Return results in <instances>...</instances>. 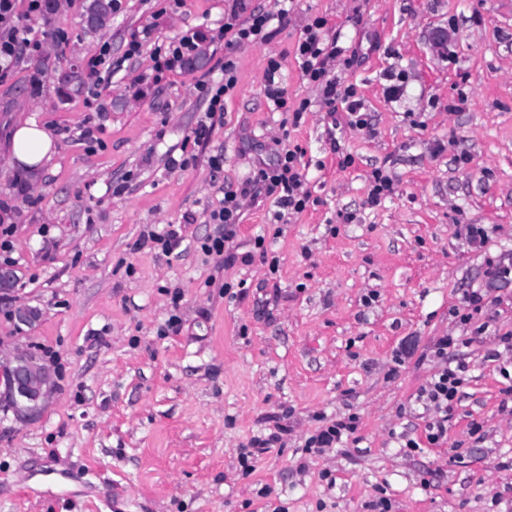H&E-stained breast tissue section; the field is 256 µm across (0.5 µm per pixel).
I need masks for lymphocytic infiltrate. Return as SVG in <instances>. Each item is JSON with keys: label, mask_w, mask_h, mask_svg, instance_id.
<instances>
[{"label": "lymphocytic infiltrate", "mask_w": 512, "mask_h": 512, "mask_svg": "<svg viewBox=\"0 0 512 512\" xmlns=\"http://www.w3.org/2000/svg\"><path fill=\"white\" fill-rule=\"evenodd\" d=\"M275 11L258 7L245 19L230 16L224 24L229 38L227 47H235L246 42L269 40L272 32L269 25L273 19H286L288 0H274ZM17 0H0V78L7 76L14 68L21 48L38 52L42 49L40 41L29 39L26 29L16 22ZM323 21H315L305 27L297 46L301 60V73L310 84L316 86L327 101L341 100L347 105L353 126L366 127L367 121L361 111V104L355 98L354 89H338L330 73L342 50L336 40L325 38ZM199 52L196 36H185L179 40L155 47L152 54V70L155 75L175 73L185 70L191 58ZM236 85L235 65L232 60L224 62V79L218 83H205L200 87L208 102L206 123L200 124L193 132L195 141L207 139L211 133V121L223 120L224 99ZM300 148H281L276 152L277 160L270 167L259 168L254 179L240 185L225 184L224 198L219 209L209 214L211 223L222 225L223 233L209 237L201 244L203 252L220 257L224 262L235 259L230 245L237 234L241 202L248 197L265 192L272 196L276 204L289 214L301 213L308 201L306 188L307 176L298 166ZM463 339L459 336H441L433 343L430 353L442 364L427 386L421 389L418 399L434 417L427 426L426 438L429 444L436 445L444 440L448 433V413L459 399L463 375L467 370L464 363L458 362L455 352Z\"/></svg>", "instance_id": "1"}]
</instances>
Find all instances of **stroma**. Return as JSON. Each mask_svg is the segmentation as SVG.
Wrapping results in <instances>:
<instances>
[{"label":"stroma","mask_w":512,"mask_h":512,"mask_svg":"<svg viewBox=\"0 0 512 512\" xmlns=\"http://www.w3.org/2000/svg\"><path fill=\"white\" fill-rule=\"evenodd\" d=\"M89 3L64 0L48 25L18 0V23L43 50L0 80V221L13 228L0 266L14 274L0 356L29 351L52 379L28 419L0 410V512H374L382 497L389 512H512V351L500 341L512 332V282L470 322L457 313L489 265H512V0H294L270 42L231 51L220 29L236 0L178 10L121 0L97 31ZM318 17L359 56L332 74L355 87L366 128L301 77L297 43ZM145 27L150 41L125 59ZM188 31L204 66L138 83L155 42ZM105 43L110 65L93 66ZM228 57L237 85L224 120L194 143L207 108L195 85L220 80ZM272 57L284 109L265 92ZM28 120L55 139L34 177L8 148ZM89 126L99 145L81 140ZM285 129L303 151L309 202L284 221L271 200H245L237 260L218 268L199 248L218 230L208 215L224 183L272 162ZM184 155L188 168L170 167ZM377 169L393 192L373 204ZM167 224L185 227L179 254L139 247ZM471 224L485 226L484 246L468 241ZM19 305L42 315L17 323ZM446 335L469 338L468 369L436 447L415 397L439 368L426 353ZM407 340L416 353L395 364ZM349 414L357 442L303 453ZM280 423L287 433L243 472L241 448ZM403 433L418 451L402 448Z\"/></svg>","instance_id":"obj_1"}]
</instances>
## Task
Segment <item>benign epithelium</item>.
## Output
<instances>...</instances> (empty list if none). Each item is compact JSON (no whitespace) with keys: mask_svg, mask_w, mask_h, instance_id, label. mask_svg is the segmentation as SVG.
I'll return each instance as SVG.
<instances>
[{"mask_svg":"<svg viewBox=\"0 0 512 512\" xmlns=\"http://www.w3.org/2000/svg\"><path fill=\"white\" fill-rule=\"evenodd\" d=\"M0 375L11 384L14 411L21 419L37 410L51 386L46 367L36 356L25 351H18L0 361Z\"/></svg>","mask_w":512,"mask_h":512,"instance_id":"obj_1","label":"benign epithelium"}]
</instances>
